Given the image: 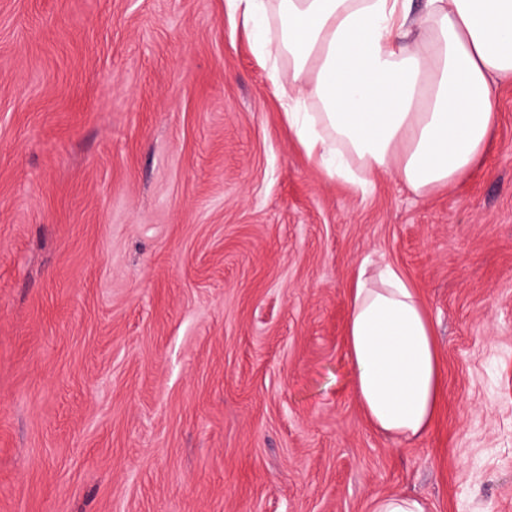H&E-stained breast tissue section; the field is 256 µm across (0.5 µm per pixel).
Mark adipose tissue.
I'll list each match as a JSON object with an SVG mask.
<instances>
[{
	"label": "adipose tissue",
	"mask_w": 512,
	"mask_h": 512,
	"mask_svg": "<svg viewBox=\"0 0 512 512\" xmlns=\"http://www.w3.org/2000/svg\"><path fill=\"white\" fill-rule=\"evenodd\" d=\"M271 67L308 157L356 187L394 175L416 194L483 163L512 84V0H226ZM350 389L370 425L426 434L443 395L434 330L400 269L360 266L348 295Z\"/></svg>",
	"instance_id": "ef3b65f1"
}]
</instances>
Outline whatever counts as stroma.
Instances as JSON below:
<instances>
[{
	"instance_id": "stroma-1",
	"label": "stroma",
	"mask_w": 512,
	"mask_h": 512,
	"mask_svg": "<svg viewBox=\"0 0 512 512\" xmlns=\"http://www.w3.org/2000/svg\"><path fill=\"white\" fill-rule=\"evenodd\" d=\"M224 0H0V512H512V85L482 168L327 179ZM402 269L430 431L348 389L347 290ZM370 512H427L426 504L418 497L394 492L372 499Z\"/></svg>"
}]
</instances>
